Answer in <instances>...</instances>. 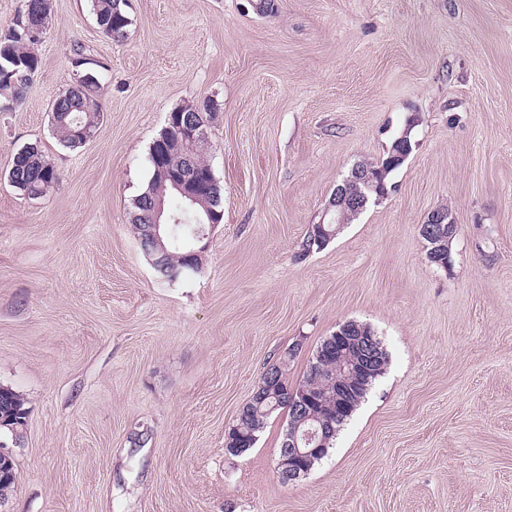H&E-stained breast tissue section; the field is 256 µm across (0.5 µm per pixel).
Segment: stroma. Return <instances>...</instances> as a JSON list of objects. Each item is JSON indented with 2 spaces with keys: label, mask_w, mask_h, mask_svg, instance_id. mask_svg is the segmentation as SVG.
Returning <instances> with one entry per match:
<instances>
[{
  "label": "stroma",
  "mask_w": 512,
  "mask_h": 512,
  "mask_svg": "<svg viewBox=\"0 0 512 512\" xmlns=\"http://www.w3.org/2000/svg\"><path fill=\"white\" fill-rule=\"evenodd\" d=\"M51 0L41 67L0 112V512H512V0ZM104 66L94 136L63 146L54 100L76 47ZM210 104L223 189L197 272L156 275L133 202L170 112ZM409 134L388 193L320 250L301 242L360 163ZM35 144L59 172L8 180ZM456 225L451 264L420 229ZM371 328L388 362L306 476L276 463L287 410L253 448L224 433L267 368L303 380L322 341ZM93 11L100 30L107 37L120 41L125 37L129 18L124 0H92ZM20 149L14 156L9 176L12 186L30 197H37L47 191L59 179L56 166L38 145ZM447 212V211H446ZM446 212H433L426 222L422 224V232L427 240L430 242L431 249H429V259L433 263L442 264L438 260V254L442 252L443 247L446 246L447 240L452 237L456 230V225L453 221L449 220V215ZM448 235V237H447ZM447 267H448V247L446 246ZM28 415L23 397L8 388H0V419L2 429L13 433L15 430L22 429L21 419H26ZM10 427L12 430H10Z\"/></svg>",
  "instance_id": "35a3bbf8"
}]
</instances>
